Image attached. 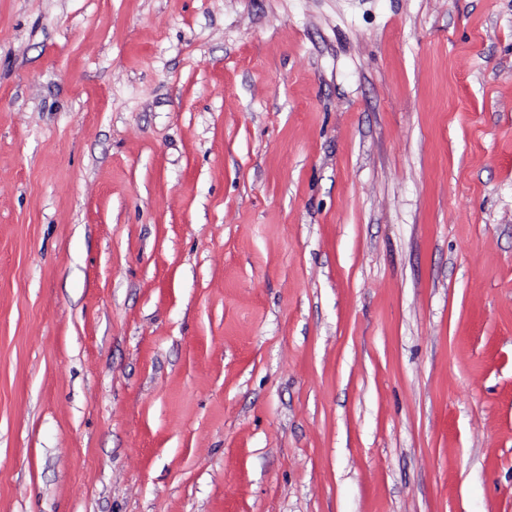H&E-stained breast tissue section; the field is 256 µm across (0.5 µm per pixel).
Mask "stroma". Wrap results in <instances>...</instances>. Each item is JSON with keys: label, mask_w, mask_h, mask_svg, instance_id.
<instances>
[{"label": "stroma", "mask_w": 512, "mask_h": 512, "mask_svg": "<svg viewBox=\"0 0 512 512\" xmlns=\"http://www.w3.org/2000/svg\"><path fill=\"white\" fill-rule=\"evenodd\" d=\"M0 512H512V0H0Z\"/></svg>", "instance_id": "1"}]
</instances>
